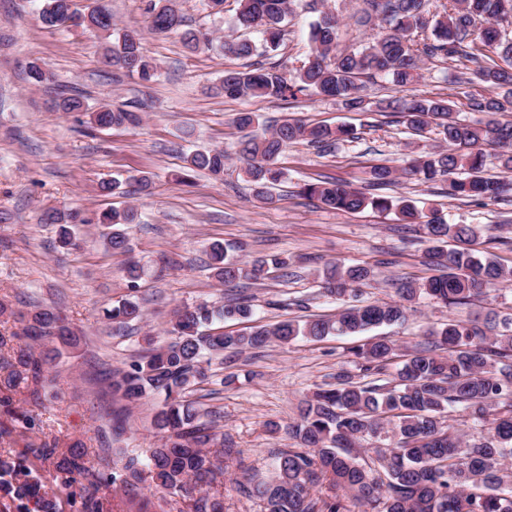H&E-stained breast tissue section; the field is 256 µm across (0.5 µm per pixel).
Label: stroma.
Listing matches in <instances>:
<instances>
[{"label": "stroma", "mask_w": 512, "mask_h": 512, "mask_svg": "<svg viewBox=\"0 0 512 512\" xmlns=\"http://www.w3.org/2000/svg\"><path fill=\"white\" fill-rule=\"evenodd\" d=\"M308 0H293L285 21L286 35L279 55L297 67L309 51V30L318 11H335L341 26L338 47L353 50L377 33L375 23L358 20L357 0H320L310 10ZM43 0H0V301L9 314L0 316V336L9 343L1 350H19L14 334L15 313L32 304L58 308L81 338L80 346L64 353L52 369V382L39 394L26 386L8 387L0 369V447L22 451L44 442L65 447L81 441L88 450L109 441L111 448L145 454L157 441L151 427L157 401L126 405L118 396L103 394L94 377L104 368H123L145 336L168 329L173 310L183 304L222 305L245 295L256 319L334 316L339 303L324 296L319 275L330 263H361L375 273L372 287L359 303L392 301L402 283L418 282L430 274L425 263L428 243L419 225H404L395 215L372 209L347 212L322 205L299 193L304 182L333 177L364 187L372 166L395 171L386 195L407 198L423 211L435 208L454 224L482 226L479 249L512 265V190L498 201L458 199L404 175L412 146L428 149L440 144L437 131L412 138L403 124L387 112H350L333 99L301 95L272 100L232 98L218 91L225 71L244 67L243 59L224 54L221 45L235 36V4L226 0L222 13H212L207 0H173L186 25L210 32V48L188 52L178 34L155 33L147 0H108L118 28L134 32L160 77L150 87L102 61L104 40L85 28H45L39 12ZM45 63L54 74L50 85H33L29 62ZM456 63L433 59L411 94L445 97L455 114L473 119L470 95L486 93L481 83L460 82ZM81 91L86 111L60 112L59 88ZM138 112V126L108 130L90 127L88 113L101 105ZM253 112L261 128L297 119L307 124L356 127L354 141L322 152L301 142L290 145L280 164L288 180L274 192L273 202L255 200L243 177L238 149L241 133L237 113ZM221 149L228 157L223 179L195 172L191 185L177 182L182 157L196 149ZM149 177V191H138L135 180ZM115 179L120 188L104 195L98 183ZM134 208L137 224L128 229L130 252L105 250L98 224L75 228V243L61 247L56 227L42 221L47 209L78 210L85 215L106 208ZM235 247L237 256L252 261L266 255L288 257L284 276L249 282L238 289L218 283L206 266L212 242ZM136 260L151 273L130 290L123 268ZM136 297L144 319L118 331L102 316L104 307ZM512 315V284L504 283L466 308L448 307L421 296L408 303L403 322L376 328L393 340L399 354L428 342L429 329L451 317H485L489 312ZM358 337L329 336L273 344L213 364L211 380L192 393L199 405L217 413L225 438L240 448L241 457L224 471V512H265L262 502L242 496L236 482L242 474L270 476L274 452L292 440L287 427L318 387L335 382L340 370L355 379L363 373L348 350ZM24 411L34 419L24 430L13 414ZM277 432H270V424Z\"/></svg>", "instance_id": "obj_1"}]
</instances>
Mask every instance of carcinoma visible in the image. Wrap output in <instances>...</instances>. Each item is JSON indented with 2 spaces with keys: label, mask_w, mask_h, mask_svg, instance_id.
Returning a JSON list of instances; mask_svg holds the SVG:
<instances>
[{
  "label": "carcinoma",
  "mask_w": 512,
  "mask_h": 512,
  "mask_svg": "<svg viewBox=\"0 0 512 512\" xmlns=\"http://www.w3.org/2000/svg\"><path fill=\"white\" fill-rule=\"evenodd\" d=\"M234 25L263 36L264 46L276 50L283 37L281 24L290 12L291 0H235ZM428 0H362L366 20L377 19L380 34L353 51H339L335 41L339 20L323 14L311 25L310 54L290 70L279 59L269 65L226 70L220 89L228 97L261 99L297 98L315 95L332 98L352 109L365 111L363 78L380 77L397 88L421 78L427 59H448L475 66L473 75L482 84L505 90L502 97H471L472 111L483 118L466 123L454 116L451 101L443 97L402 96L376 103L381 112L401 119L414 134L423 135L434 125L445 146L415 153L405 174L424 182H441L446 193L457 198L496 199L506 188L498 177L486 175L481 146L492 143L502 149L501 167L512 172V120L499 116L512 109V69L495 58L512 62V38L504 36L499 22L512 18V0H452L443 10L430 13ZM63 0H45L42 24L64 27ZM149 12L155 32H181L192 52L212 44L209 32L181 30L182 17L169 0H153ZM479 31H474L475 23ZM80 25L98 32L105 40L104 59L132 65L144 84L157 80L158 67L143 52L139 38L124 33L112 39V12L106 0L90 11ZM224 53L248 58L258 51L256 42L237 37L224 42ZM57 106L66 112L85 110L83 95L61 90ZM140 123L134 111L102 106L89 114L97 129ZM237 126L246 131L239 154L244 172L255 187L260 202L272 200L269 190L282 182L278 157L297 142L330 147L355 138L348 126H309L286 120L271 132L251 131L259 123L253 112H243ZM191 171L205 170L216 178L224 175V151H194L184 158ZM394 180L388 166H375L365 187L353 188L338 181L319 180L300 186V194L334 209L357 212L370 207L382 214L395 213L404 224L422 223L430 246L427 265L436 274L421 283L396 290L399 300L366 305L347 304L332 319L300 322L285 319L274 324L255 322L249 331L231 335L215 326L226 319L252 320L254 310L245 298L214 307L207 303L176 308L167 339L146 340L126 368L105 372L107 390L127 405L149 397L162 398L154 417L159 445L141 459L128 457L120 464L112 448L102 441L93 460L87 459L77 442L66 452L43 443L20 455L0 451V497L33 502L36 512H62L57 494L45 490L38 469L54 461L67 489L79 487V512H104V491L119 488L131 497L143 496V505L157 498L154 512H173L182 496L188 512H224V496L212 485L224 474L226 463L241 455L224 442V434L194 405L189 395L209 378L212 362L224 359V351L242 353L260 350L273 342L289 344L302 336L321 340L326 336H357L384 324L404 319V302L425 294L453 307L464 306L485 296L497 284L512 281V267L480 254L474 248L482 229L474 224H450L437 214L427 217L409 200L380 195ZM48 224L58 225L59 243L73 245L74 227L103 224L106 248L128 251L126 226L136 221L135 211L108 208L94 219L75 210L62 214L45 212ZM213 277L229 286L239 280L257 281L270 270L288 267V259L270 255L243 262L229 255L228 247L214 242L209 249ZM372 271L363 266L327 265L321 287L328 295L358 296L368 285ZM104 319L120 328L143 318L141 305L130 298L103 310ZM20 335L26 348L14 359L0 356V366L13 367L10 383L43 386L47 365L80 345L81 337L61 312L38 307L20 315ZM496 331L487 324L450 318L428 332L434 348L415 350L396 370L394 341L381 337L353 346L349 353L367 375L391 377L395 385L355 382L349 372L336 374V385L319 388L300 407L290 426L296 447L275 455L269 477L250 475L237 483L240 494L260 500L266 512H352L351 506L371 512H512V318ZM457 405L469 416L476 435L456 433L441 421L442 413ZM373 446L378 468L363 462L361 452ZM152 484L145 485V477ZM328 484L333 497H314L311 490Z\"/></svg>",
  "instance_id": "obj_1"
}]
</instances>
